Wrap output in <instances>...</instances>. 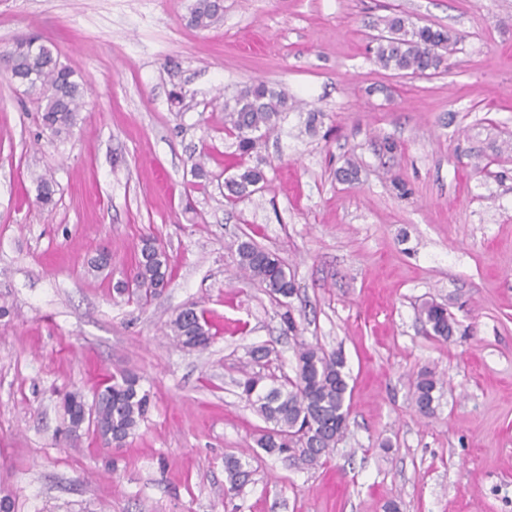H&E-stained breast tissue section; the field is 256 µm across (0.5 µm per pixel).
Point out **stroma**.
<instances>
[{
    "mask_svg": "<svg viewBox=\"0 0 512 512\" xmlns=\"http://www.w3.org/2000/svg\"><path fill=\"white\" fill-rule=\"evenodd\" d=\"M193 2L0 0V51L41 34L88 85L55 137L0 70V499L10 512H512V0H222L204 30L188 24ZM394 14L458 37L445 71L376 63ZM253 80L289 110L242 159L261 189L231 202L224 103ZM351 164L356 179L339 177ZM147 234L174 273L139 306L117 286ZM247 237L293 276L298 335L239 276ZM102 249L110 266L90 271ZM431 299L456 322L449 341L418 318ZM192 305L220 329L203 351L165 334ZM299 340L340 354L351 388L348 435L315 469L258 451L265 422L237 386L294 374ZM425 369L445 381L430 419L412 399ZM120 373L150 393L134 436L106 448L91 427L69 432L64 396L93 403ZM229 456L252 472L235 495Z\"/></svg>",
    "mask_w": 512,
    "mask_h": 512,
    "instance_id": "stroma-1",
    "label": "stroma"
}]
</instances>
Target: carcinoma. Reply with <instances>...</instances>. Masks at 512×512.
<instances>
[{"mask_svg": "<svg viewBox=\"0 0 512 512\" xmlns=\"http://www.w3.org/2000/svg\"><path fill=\"white\" fill-rule=\"evenodd\" d=\"M221 10V0H195L190 24L205 29L219 18ZM381 24L384 34L376 39L373 52L376 62L385 69L429 75L455 51L456 41L446 30L415 25L399 16L385 17ZM0 55L9 61L12 76L21 78L24 91L40 103L43 127L54 136L69 133L77 124L87 83L76 79L75 71L60 63L38 37L18 38ZM286 109V96L262 81L244 86L224 104V129L235 139L240 157L250 155L259 141L277 128ZM262 181L264 174L259 168H240L225 181L228 197H248ZM35 182L38 201L44 206L52 204V182L43 175L36 176ZM236 252L240 272L259 282L271 298L282 305L293 298L294 279L274 253L250 239L239 241ZM171 275V261L164 248L155 237L144 236L137 246L133 285H123L122 292L128 300L143 304L168 285ZM419 319L431 336L447 340L453 335L454 322L443 303H424ZM170 330L177 344L186 349H206L215 336L206 311L194 306L180 311L171 320ZM295 357V377L270 379L252 374L245 377L240 388L248 404L268 423L256 439L257 446L268 455L310 469L321 464L346 436L348 382L343 359L316 345L300 343ZM442 388L443 383L430 370L417 376L413 402L420 414L435 416ZM149 402L150 395L141 390L138 377H112L95 395L96 431L103 438L111 437L115 446H123L135 434ZM84 407L78 392L65 398L64 409L74 433L85 422ZM224 472L231 492H240L250 481V472L239 458H226Z\"/></svg>", "mask_w": 512, "mask_h": 512, "instance_id": "1", "label": "carcinoma"}]
</instances>
